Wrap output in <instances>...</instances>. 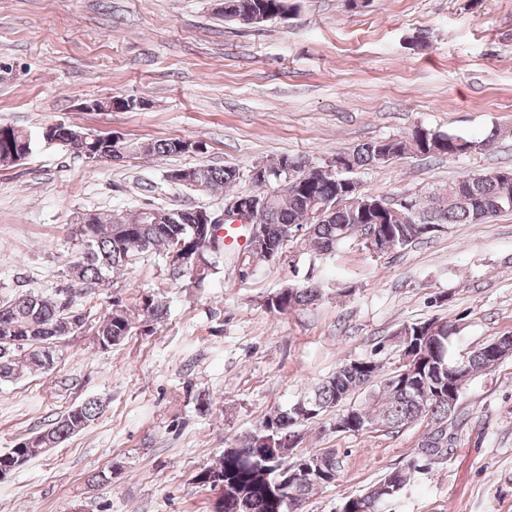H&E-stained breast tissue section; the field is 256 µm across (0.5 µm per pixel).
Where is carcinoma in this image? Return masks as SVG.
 I'll list each match as a JSON object with an SVG mask.
<instances>
[{"label":"carcinoma","mask_w":512,"mask_h":512,"mask_svg":"<svg viewBox=\"0 0 512 512\" xmlns=\"http://www.w3.org/2000/svg\"><path fill=\"white\" fill-rule=\"evenodd\" d=\"M288 10V0H224V18L237 20L245 14H268ZM61 145H67L89 161L98 158L124 159L135 153L186 154L192 152L189 142L181 139L130 141L124 137L113 140L109 135H99L96 140L77 138L73 129L62 124L50 125L32 134L6 126L0 130V165L10 163L11 155L28 157L45 134ZM475 141L453 135L441 134L426 128H415L405 140L391 139L382 145L377 139L358 145L350 154L349 169L332 176H317L315 165L303 158L281 156L271 167L288 164L295 171V180L277 189L263 180L252 181L253 190L246 197H259L266 201V240L255 246L245 263L260 268L282 256L287 244L280 231L288 225L304 227V232L290 240L295 251L317 252L321 255L336 250L348 238L354 237L362 224H375L377 230L389 236L394 249L426 237L417 234L415 227L403 223L399 217L382 216L372 210L362 212L359 206H340L342 183L351 179L350 173L361 167H374L380 163L382 148H387L390 158L409 152L428 156L458 157L467 153ZM197 176L201 191L232 188L240 180L238 169L230 166L216 168L199 163L191 167ZM323 209V217L313 218L310 213ZM426 218L425 225L484 224L494 216L512 210V182H502L494 173L464 176L435 193L429 203L415 202ZM191 212L187 208L150 209L140 224H129V214L118 218L103 213L90 214V238L84 240V251L69 270V277L82 285L84 295L93 294L114 270L127 267L145 252H156L165 257L166 271L173 280L191 279L186 267L172 260L178 242L194 250L206 251L204 263L196 285L200 286L221 273L218 250L206 248L205 240L194 236L188 224ZM272 310L285 313L297 307L312 305L321 298V291L308 282L294 288H282L273 294ZM78 304H63L57 298L43 297L28 292L0 303V381L17 376L21 366L34 370L48 369L54 365V350L49 343L77 333L85 326V314L76 310ZM168 307L155 293L145 292L127 306L119 299L98 321L95 330L97 345L109 349L122 343L135 331L160 323ZM428 321L408 324L411 346L419 356L420 367L414 375L405 378L401 368H385L374 358L349 360L341 363L329 377L312 384L303 395L309 408L316 410L308 415L300 408L288 406L265 417L259 428L246 435L240 444L224 449L218 465L199 475L203 483L224 488V499L217 502L213 512H302V505L316 490L336 482L339 462L336 453L329 449H311L297 454L293 464L311 456L321 459L320 471L297 481L286 483L278 476L281 469L278 451L286 447L288 437L296 428L308 424L310 417L318 418L331 408L345 404L355 392L373 387L369 403L351 408L357 433L381 426L395 430L419 422H430L434 427L427 432L428 439L419 443V451L427 456L443 452L440 442L444 439L438 421L452 419L448 415V369L456 366L449 355L453 325L442 322L439 337L430 338L420 333V326ZM463 369L458 381H471L473 377L494 370L497 358L486 355L480 347L463 356ZM103 411L99 401L92 399L65 411L47 429L40 432L52 447L58 448L71 436L83 431ZM412 463L406 468L387 472L365 492L345 499L349 512H382L384 503L397 497L409 483Z\"/></svg>","instance_id":"cac0c4a2"}]
</instances>
